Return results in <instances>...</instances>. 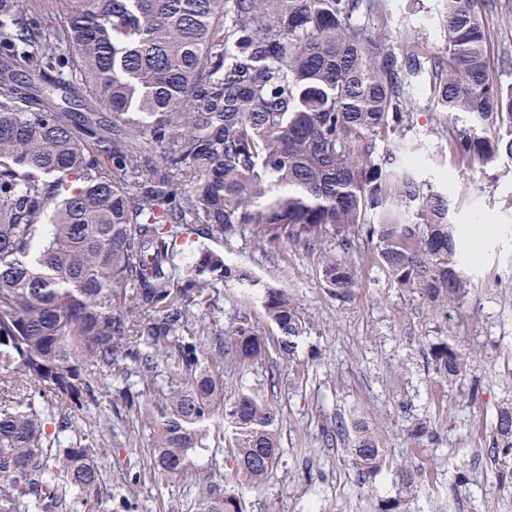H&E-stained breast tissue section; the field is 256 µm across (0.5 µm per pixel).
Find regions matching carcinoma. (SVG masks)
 I'll list each match as a JSON object with an SVG mask.
<instances>
[{
  "instance_id": "1",
  "label": "carcinoma",
  "mask_w": 512,
  "mask_h": 512,
  "mask_svg": "<svg viewBox=\"0 0 512 512\" xmlns=\"http://www.w3.org/2000/svg\"><path fill=\"white\" fill-rule=\"evenodd\" d=\"M445 66L431 95L481 131L457 153L485 167L512 158V85L492 81L485 16L495 0H444ZM362 0H0V512H61L68 494L101 497L96 431L72 444L73 420L109 399L149 430L115 512H135L145 479L189 474L203 452H226L229 481L256 488L276 466L280 373L251 316L232 336L199 319L220 286L249 275L205 244L251 229L260 241L312 249L352 229L376 242L400 288L434 305L467 294L447 199L424 191L403 143L406 88L432 60L402 57L353 25ZM68 71L69 83L60 80ZM327 288L345 299L353 269L329 259ZM275 351L291 355L306 326L297 305L265 291ZM453 383L471 360L448 339L430 345ZM253 370L224 400V363ZM167 386L157 385L160 370ZM142 388H137V385ZM58 430L45 432L47 421ZM336 436L365 481L386 451L362 423ZM490 451L512 483V406ZM417 467L379 512H403ZM219 484L188 512H244Z\"/></svg>"
}]
</instances>
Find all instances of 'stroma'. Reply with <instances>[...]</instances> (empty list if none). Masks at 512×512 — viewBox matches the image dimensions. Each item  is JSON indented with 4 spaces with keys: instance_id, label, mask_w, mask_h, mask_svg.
I'll return each instance as SVG.
<instances>
[{
    "instance_id": "35a3bbf8",
    "label": "stroma",
    "mask_w": 512,
    "mask_h": 512,
    "mask_svg": "<svg viewBox=\"0 0 512 512\" xmlns=\"http://www.w3.org/2000/svg\"><path fill=\"white\" fill-rule=\"evenodd\" d=\"M355 22L396 54L444 55L442 0H363ZM486 25L490 77L512 84V0H498ZM428 87L422 77L409 91L411 170L425 189L447 196L450 223L495 228L480 263L469 269V292L459 305L439 311L398 287L363 237L348 254L332 237L311 252L274 249L249 232L210 243L251 275L250 282L224 288L213 317L225 333L245 312L263 335H275L263 320L269 287L288 293L307 322L294 358L280 364V460L263 485L245 490V512H379L398 487L397 462L411 453L422 471L405 512H512V484L497 480L499 465L488 451L497 410L512 404V158L483 170L469 167L454 153L451 134L473 128V121L442 112ZM328 256L355 269L357 285L346 300L330 294L322 279ZM444 336L474 359L473 372L453 385L427 361L429 345ZM353 415L367 418L393 463L363 484L341 444L323 440L336 417ZM426 421L437 441L411 448L409 431ZM101 439L112 448L101 462L108 493L88 512H110V494L124 486L127 450L109 432ZM232 466L228 459L213 466L202 455L190 477L139 486L138 512H186L199 487Z\"/></svg>"
}]
</instances>
